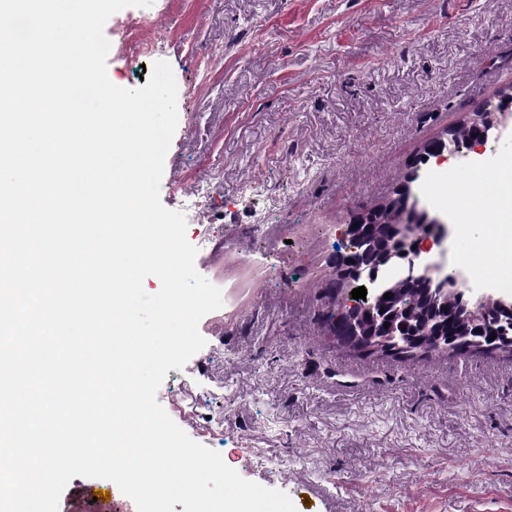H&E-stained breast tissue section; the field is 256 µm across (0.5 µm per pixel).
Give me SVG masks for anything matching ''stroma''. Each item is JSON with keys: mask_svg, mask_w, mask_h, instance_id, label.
I'll return each mask as SVG.
<instances>
[{"mask_svg": "<svg viewBox=\"0 0 512 512\" xmlns=\"http://www.w3.org/2000/svg\"><path fill=\"white\" fill-rule=\"evenodd\" d=\"M166 2L153 56L121 35L151 8L104 27L115 85L172 67L160 199L185 213L196 268L223 296L160 405L296 512H512V355L363 357L322 326L340 225L392 199L425 144L512 84V0ZM506 157L512 136H493L475 160L428 163L439 187L413 186L418 210L448 222L449 267L479 290L493 214L461 203Z\"/></svg>", "mask_w": 512, "mask_h": 512, "instance_id": "obj_1", "label": "stroma"}]
</instances>
